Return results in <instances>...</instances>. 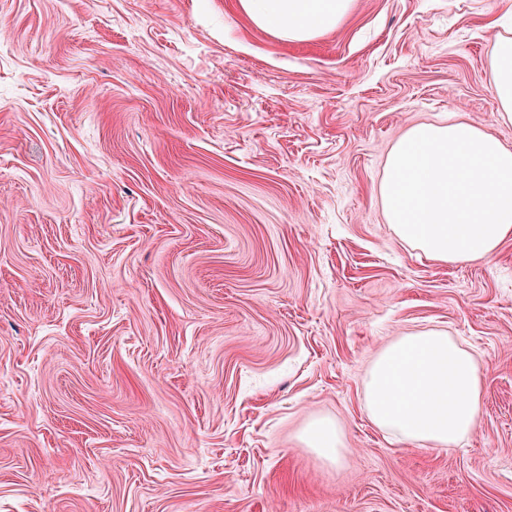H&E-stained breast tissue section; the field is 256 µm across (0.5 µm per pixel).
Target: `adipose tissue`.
Listing matches in <instances>:
<instances>
[{"label": "adipose tissue", "instance_id": "obj_1", "mask_svg": "<svg viewBox=\"0 0 512 512\" xmlns=\"http://www.w3.org/2000/svg\"><path fill=\"white\" fill-rule=\"evenodd\" d=\"M352 0H239L259 29L308 41L333 29ZM490 93L512 121V35H497ZM386 216L402 240L442 263L493 257L512 237V147L465 121L410 128L393 147L379 187ZM481 364L448 335L430 329L398 337L372 363L365 408L389 434L430 449L459 445L475 430L484 394ZM305 447L338 462L339 426L329 418L303 430Z\"/></svg>", "mask_w": 512, "mask_h": 512}]
</instances>
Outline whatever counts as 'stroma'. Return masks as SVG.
I'll return each mask as SVG.
<instances>
[{"label":"stroma","instance_id":"35a3bbf8","mask_svg":"<svg viewBox=\"0 0 512 512\" xmlns=\"http://www.w3.org/2000/svg\"><path fill=\"white\" fill-rule=\"evenodd\" d=\"M503 9L353 0L295 42L238 0H0V512H512V239L433 260L378 191L415 124L512 145ZM432 327L485 377L446 450L364 407ZM498 34L490 59V93L501 119L512 121V35ZM301 441L325 462H338L343 447L339 426L329 418H316L303 430Z\"/></svg>","mask_w":512,"mask_h":512}]
</instances>
